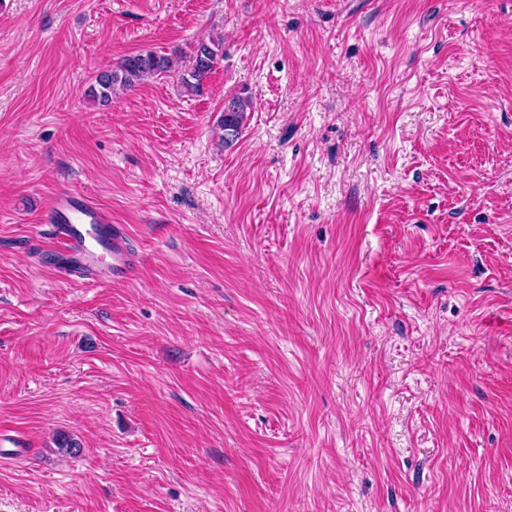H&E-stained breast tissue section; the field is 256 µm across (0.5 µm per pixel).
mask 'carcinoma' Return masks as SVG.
<instances>
[{
    "mask_svg": "<svg viewBox=\"0 0 512 512\" xmlns=\"http://www.w3.org/2000/svg\"><path fill=\"white\" fill-rule=\"evenodd\" d=\"M222 41L212 37L198 40L191 55L188 67L181 78L184 89L196 93L201 80L213 69L219 58ZM174 67L168 55L154 51L139 52L128 55L113 69L102 73L97 78V87L90 89V97L94 101L106 103L112 100V94L118 88L131 89L140 82L169 72ZM249 107L248 100L234 96L227 100L221 128L224 130V144L232 143L238 137Z\"/></svg>",
    "mask_w": 512,
    "mask_h": 512,
    "instance_id": "cac0c4a2",
    "label": "carcinoma"
}]
</instances>
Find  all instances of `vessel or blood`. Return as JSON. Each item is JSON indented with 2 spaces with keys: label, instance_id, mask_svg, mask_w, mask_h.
I'll list each match as a JSON object with an SVG mask.
<instances>
[{
  "label": "vessel or blood",
  "instance_id": "b4317fda",
  "mask_svg": "<svg viewBox=\"0 0 512 512\" xmlns=\"http://www.w3.org/2000/svg\"><path fill=\"white\" fill-rule=\"evenodd\" d=\"M55 232L50 251L55 273L64 280L126 281L140 263L123 225L89 197L68 191L52 196L45 215Z\"/></svg>",
  "mask_w": 512,
  "mask_h": 512
}]
</instances>
